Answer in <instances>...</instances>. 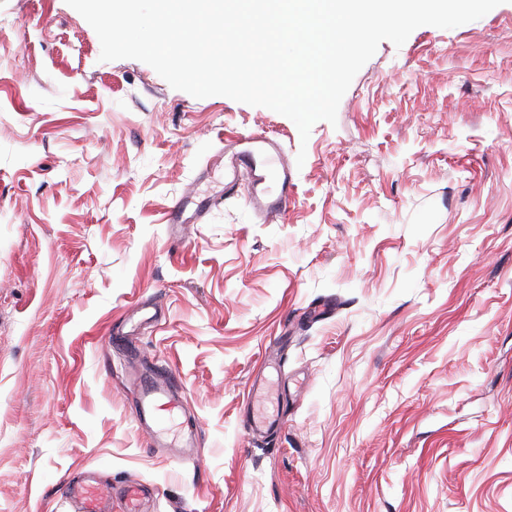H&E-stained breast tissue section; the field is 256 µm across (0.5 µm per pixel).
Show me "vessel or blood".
I'll return each instance as SVG.
<instances>
[{
    "label": "vessel or blood",
    "instance_id": "b4317fda",
    "mask_svg": "<svg viewBox=\"0 0 512 512\" xmlns=\"http://www.w3.org/2000/svg\"><path fill=\"white\" fill-rule=\"evenodd\" d=\"M224 171V197L234 196L241 183H248V204L265 224L283 222L294 200V184L288 159L282 145L264 134H250L221 143L208 158L203 171ZM195 188H187L174 200L166 212V222L178 234H185L188 225L205 223L209 206L194 205ZM136 402L132 408L135 423L165 421L178 408L182 393L173 379L141 380L136 388ZM63 494L75 505L76 512H106L105 505L112 498L111 484L99 477H88L63 485Z\"/></svg>",
    "mask_w": 512,
    "mask_h": 512
}]
</instances>
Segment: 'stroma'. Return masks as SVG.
<instances>
[{"mask_svg": "<svg viewBox=\"0 0 512 512\" xmlns=\"http://www.w3.org/2000/svg\"><path fill=\"white\" fill-rule=\"evenodd\" d=\"M100 53L65 0H0V512H75L89 468L110 512L131 480L145 512H512V0L381 42L305 142ZM252 133L306 153L283 223L242 188L176 240ZM140 375L183 392L161 447Z\"/></svg>", "mask_w": 512, "mask_h": 512, "instance_id": "stroma-1", "label": "stroma"}]
</instances>
